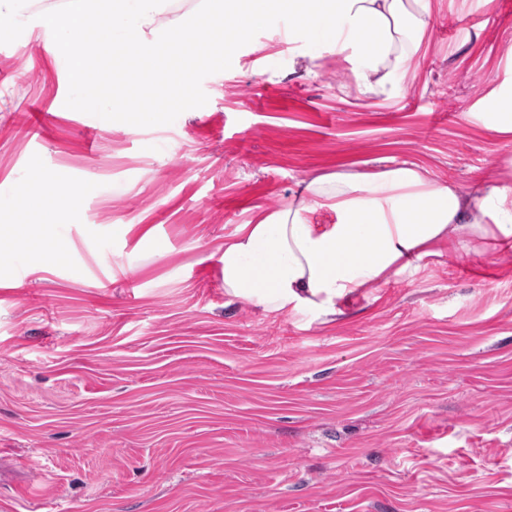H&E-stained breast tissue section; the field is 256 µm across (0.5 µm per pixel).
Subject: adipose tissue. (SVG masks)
I'll return each instance as SVG.
<instances>
[{
  "instance_id": "adipose-tissue-1",
  "label": "adipose tissue",
  "mask_w": 512,
  "mask_h": 512,
  "mask_svg": "<svg viewBox=\"0 0 512 512\" xmlns=\"http://www.w3.org/2000/svg\"><path fill=\"white\" fill-rule=\"evenodd\" d=\"M225 18L220 35L186 45L197 22L170 30L169 0H70L42 13L56 32L47 50L67 62L79 112L108 111L98 72L83 67L77 34L96 56L113 57L117 81L149 98L137 106L135 126L156 119L153 102L189 103L196 56L220 61L227 48L277 13L297 18L290 37L300 59L333 55L349 67L364 96L389 94L394 76L407 72L427 45L431 0H211ZM321 210L335 213L318 224ZM474 239L479 253L512 252V180L490 179L461 194L435 183L425 168L398 167L372 174L333 173L306 183L288 209L238 225L224 241V292L270 313L308 311L323 321L365 288L420 274L447 239Z\"/></svg>"
}]
</instances>
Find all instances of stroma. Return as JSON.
<instances>
[{
	"label": "stroma",
	"instance_id": "1",
	"mask_svg": "<svg viewBox=\"0 0 512 512\" xmlns=\"http://www.w3.org/2000/svg\"><path fill=\"white\" fill-rule=\"evenodd\" d=\"M66 3L0 24V225L46 178L89 189L45 263L0 237V512H512V255L454 244L330 322L227 296L223 265L316 176L498 173L512 0H436L387 98L297 64L275 15L137 130L109 82L108 114L66 108L40 22Z\"/></svg>",
	"mask_w": 512,
	"mask_h": 512
}]
</instances>
